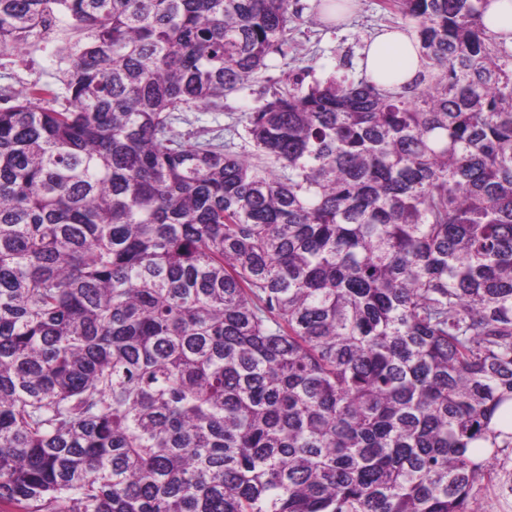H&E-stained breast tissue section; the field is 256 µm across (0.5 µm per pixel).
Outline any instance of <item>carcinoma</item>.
<instances>
[{"instance_id":"obj_1","label":"carcinoma","mask_w":512,"mask_h":512,"mask_svg":"<svg viewBox=\"0 0 512 512\" xmlns=\"http://www.w3.org/2000/svg\"><path fill=\"white\" fill-rule=\"evenodd\" d=\"M394 0L415 85L286 56L288 0H0V512H470L512 433V48ZM54 52L52 42L33 44L23 55L0 52V106H7L9 96L23 91L36 80L57 87Z\"/></svg>"}]
</instances>
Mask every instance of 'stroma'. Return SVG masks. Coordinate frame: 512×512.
<instances>
[{
  "mask_svg": "<svg viewBox=\"0 0 512 512\" xmlns=\"http://www.w3.org/2000/svg\"><path fill=\"white\" fill-rule=\"evenodd\" d=\"M302 16L295 23L287 56H271L268 67L245 89L227 97L220 112L190 113L189 123L176 125L175 131H209L217 134L231 125L240 112L261 105L276 87L300 85L306 88L330 77L358 81L362 75L361 51L366 40L385 26H396L399 16L384 0H356L347 20L336 24H312L318 0H298ZM53 43L31 45L25 54L0 52V106L9 96L40 81L55 84ZM472 512H512V448L500 454L490 478L482 481L471 502Z\"/></svg>",
  "mask_w": 512,
  "mask_h": 512,
  "instance_id": "35a3bbf8",
  "label": "stroma"
}]
</instances>
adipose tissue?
Masks as SVG:
<instances>
[{"label": "adipose tissue", "instance_id": "adipose-tissue-1", "mask_svg": "<svg viewBox=\"0 0 512 512\" xmlns=\"http://www.w3.org/2000/svg\"><path fill=\"white\" fill-rule=\"evenodd\" d=\"M363 53L368 76L386 88L412 82L422 69L418 38L405 27L383 29Z\"/></svg>", "mask_w": 512, "mask_h": 512}]
</instances>
